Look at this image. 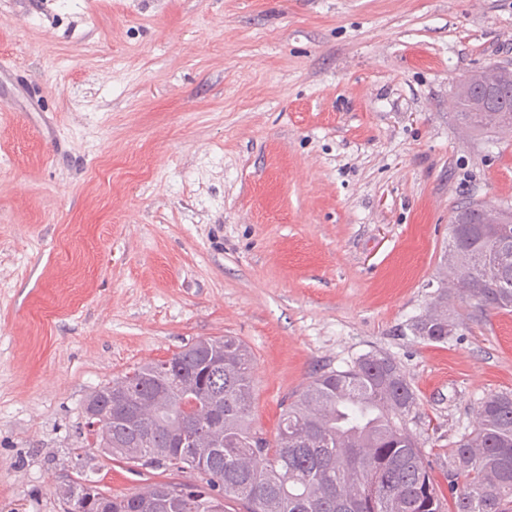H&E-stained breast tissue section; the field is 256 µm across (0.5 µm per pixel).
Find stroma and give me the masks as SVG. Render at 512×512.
Here are the masks:
<instances>
[{
	"label": "stroma",
	"instance_id": "stroma-1",
	"mask_svg": "<svg viewBox=\"0 0 512 512\" xmlns=\"http://www.w3.org/2000/svg\"><path fill=\"white\" fill-rule=\"evenodd\" d=\"M512 62V0H0V512L167 479L86 441L87 397L201 337L254 359L274 438L316 374L381 351L433 465L512 391V312L457 298L467 202L512 208V131L457 82ZM494 108L498 109H505V110H512V92L510 95L502 96L500 99L494 98L490 102ZM456 109L458 111V116L460 120L471 127L474 131L478 133H491V132H497L499 129H502L500 127H511V114L510 113H502L503 119L506 123L510 124H503L500 122L497 118L498 112H482L480 114L476 112H469L470 105L467 98L464 97H457L456 102ZM508 111H501V112H508ZM448 307V289L440 288L431 306L407 325L408 330L423 341L447 342L448 336H452L455 331V326L448 325V322L458 320L454 311ZM89 484L90 483H86L85 480L78 477L57 486L56 495L65 505L68 506L67 512H90L83 510L85 508V499ZM92 486L95 491H97V494H105L100 491L98 486Z\"/></svg>",
	"mask_w": 512,
	"mask_h": 512
}]
</instances>
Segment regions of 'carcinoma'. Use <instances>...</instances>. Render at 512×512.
<instances>
[{
    "mask_svg": "<svg viewBox=\"0 0 512 512\" xmlns=\"http://www.w3.org/2000/svg\"><path fill=\"white\" fill-rule=\"evenodd\" d=\"M460 120L478 133L503 126L494 112L455 102ZM462 246L450 240L444 262L458 292L484 309L512 310V256L497 249L512 223L484 227ZM448 289L412 320V335L448 341ZM221 351L218 392L204 376L208 352ZM253 359L231 336L201 338L167 359L150 361L94 391L87 403L112 405V421L93 430L113 457L156 469L189 470L195 480L159 481L146 492L112 497V512H225L228 499L246 512H512V392L489 394L473 430L448 449L443 493L408 417L417 397L389 355L371 351L344 370L328 369L307 384L280 420L274 440L250 424ZM119 397L145 405L140 419L123 415ZM88 483L56 488L67 512H85Z\"/></svg>",
    "mask_w": 512,
    "mask_h": 512,
    "instance_id": "carcinoma-1",
    "label": "carcinoma"
}]
</instances>
